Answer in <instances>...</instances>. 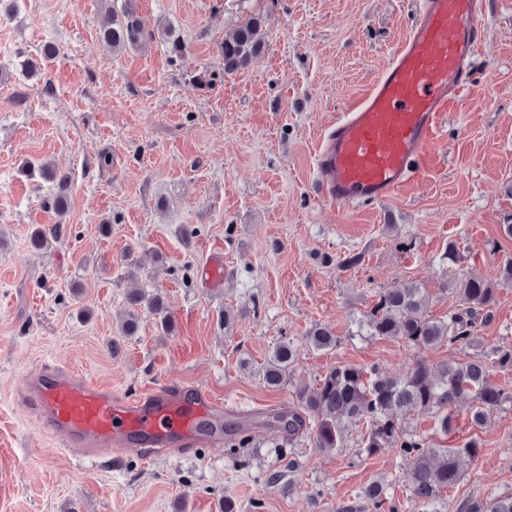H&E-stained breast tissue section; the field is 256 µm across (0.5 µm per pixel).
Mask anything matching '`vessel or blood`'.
<instances>
[{"label":"vessel or blood","instance_id":"obj_1","mask_svg":"<svg viewBox=\"0 0 512 512\" xmlns=\"http://www.w3.org/2000/svg\"><path fill=\"white\" fill-rule=\"evenodd\" d=\"M485 11L484 0H420L380 77L319 139L314 185L322 201L341 210L381 204L426 169L448 112L474 87ZM19 399L40 432L79 455L175 440L185 449L224 445V406L201 391L187 399L165 384L126 398L51 365L27 373Z\"/></svg>","mask_w":512,"mask_h":512}]
</instances>
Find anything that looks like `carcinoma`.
Returning <instances> with one entry per match:
<instances>
[{"instance_id":"carcinoma-1","label":"carcinoma","mask_w":512,"mask_h":512,"mask_svg":"<svg viewBox=\"0 0 512 512\" xmlns=\"http://www.w3.org/2000/svg\"><path fill=\"white\" fill-rule=\"evenodd\" d=\"M260 25L259 18H250L224 39V73L233 74L260 55L263 49L258 36ZM100 37L104 46L112 51L145 44L147 33L136 11L135 0H112ZM21 173L31 178L38 175L53 183L46 205L58 215H65L67 175L41 162L23 164ZM445 287L460 296L463 308L442 319L430 318L423 311L425 289L414 282H406L378 293L372 307L356 323L357 335L397 338L416 347L441 343L472 345L479 320L487 318L495 302L496 288L477 276L454 277ZM128 305L121 325L122 335L135 332L143 306L158 316L162 329H168L169 318L159 298L149 297L143 289L134 288L128 294ZM307 339L321 350H331L338 343L331 330L320 326L310 330ZM294 362L295 350L291 342L283 340L276 344L263 367L267 386H280ZM461 400L471 402L472 424L480 427L495 410L506 403L512 404V391L491 381L488 363L478 356L466 362L439 365L419 361L399 376L391 375L379 365L364 368L337 364L313 390L299 395L300 410L290 409L286 414L273 415L272 428L290 441L309 431L313 433L314 447L327 450L342 447L346 425L365 421L370 426L365 450L375 454L387 448L398 449L408 464L405 483L410 494L429 506V512H440L435 505L442 491L460 481L462 460L476 457L480 443L474 439L461 448L429 444L415 435L403 433L394 415L406 411L430 413L447 435L454 428V408ZM364 496L378 509L387 500L386 489L378 481L365 487ZM465 512H512V494L489 500L474 498Z\"/></svg>"}]
</instances>
